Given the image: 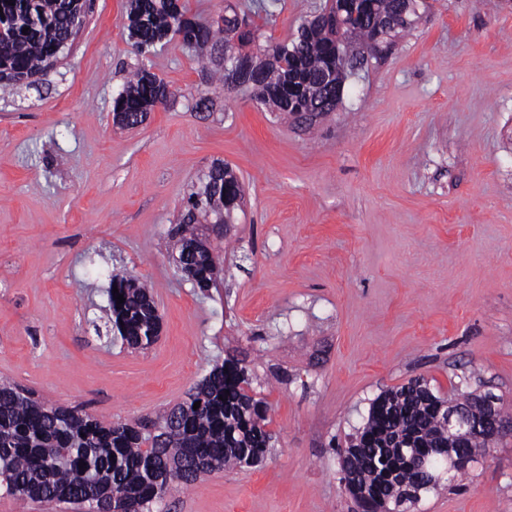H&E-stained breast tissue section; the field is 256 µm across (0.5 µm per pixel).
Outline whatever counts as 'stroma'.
I'll use <instances>...</instances> for the list:
<instances>
[{"instance_id":"1","label":"stroma","mask_w":512,"mask_h":512,"mask_svg":"<svg viewBox=\"0 0 512 512\" xmlns=\"http://www.w3.org/2000/svg\"><path fill=\"white\" fill-rule=\"evenodd\" d=\"M325 2L278 0L256 23L278 40ZM426 3L306 124L207 82L180 39L136 55L126 0H93L68 55L0 98V378L147 423L234 357L270 407L263 464L172 485L153 512H353L338 450L417 377L512 414V0ZM137 66L176 97L125 128L112 101ZM216 159L246 202L205 297L168 242ZM110 270L151 287L149 349L103 332ZM411 512H512V440Z\"/></svg>"}]
</instances>
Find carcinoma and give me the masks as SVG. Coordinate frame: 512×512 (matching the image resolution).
<instances>
[{"mask_svg": "<svg viewBox=\"0 0 512 512\" xmlns=\"http://www.w3.org/2000/svg\"><path fill=\"white\" fill-rule=\"evenodd\" d=\"M418 2L361 0L357 37L372 49L384 37L408 31ZM89 9V0H0V93L34 85V77L72 45ZM335 12L331 5L302 21L293 37L267 41L260 50L268 59L263 64L253 56L224 62L233 50L230 33H238L239 42L250 46L259 39L257 25L241 29L235 15L200 20L188 14L181 0H129L127 28L140 54L179 36L212 64L210 80L228 91L247 92L286 117L295 112L326 117L337 107L334 83L343 81L344 70L357 69L349 60L361 56L350 44L340 46L348 63L332 72L336 55L329 47L332 26L327 16ZM171 101L168 85L139 68L113 100L112 112L134 127L156 104L166 107ZM226 175L236 186L234 170L221 160L212 162L183 198L171 230L176 252L195 245L196 224L202 221L237 223L240 206L234 194H224ZM219 273L216 249H198L189 274L194 287L202 292L216 287ZM109 280L124 297L119 305L115 294L108 293L111 330L128 348L139 349L159 320L148 286L128 274L111 273ZM249 387L246 367L226 359L212 366L184 402L147 425L100 420L76 407L34 399L15 383L1 381L0 492L22 503L66 504L83 512H151L173 482L194 486L207 464L220 471L251 467L266 457L272 442L266 430L269 406ZM445 402L420 379L379 395L358 429L356 452L349 459L350 482L372 497L391 496L392 503L401 504L398 512H407L426 484L405 466L404 456L448 452V430L438 415V405ZM81 462L86 466L79 467Z\"/></svg>", "mask_w": 512, "mask_h": 512, "instance_id": "obj_1", "label": "carcinoma"}]
</instances>
